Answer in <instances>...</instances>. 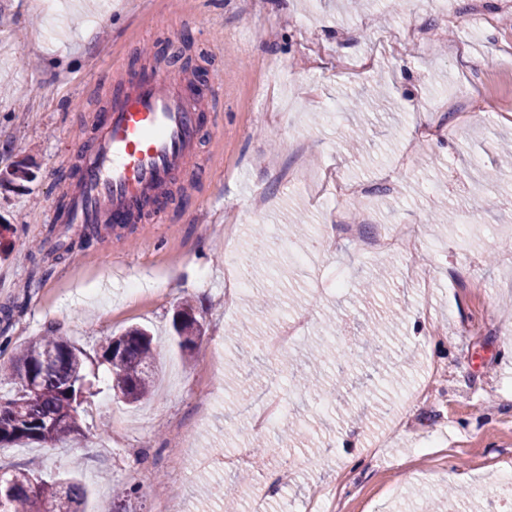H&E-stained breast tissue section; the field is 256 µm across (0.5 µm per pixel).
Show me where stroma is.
Here are the masks:
<instances>
[{
  "label": "stroma",
  "instance_id": "obj_1",
  "mask_svg": "<svg viewBox=\"0 0 512 512\" xmlns=\"http://www.w3.org/2000/svg\"><path fill=\"white\" fill-rule=\"evenodd\" d=\"M111 2L93 23L58 17L59 0H0V224L12 227L0 259V308L12 317L0 328L17 346L56 330L85 352L94 378L79 435L0 447V465L56 486L81 480L86 512H109L113 487L131 482L143 495L129 512L167 500L224 512L243 474L239 512L260 493L268 512H306L315 497L333 498L335 512H421L417 493L442 497L452 471L463 475L455 512H512L494 481L512 469V171L497 167L501 147H512V0ZM411 26L422 37L393 48ZM160 27L172 37L155 38ZM178 49L190 68L170 62ZM364 57L372 68L351 77L348 64ZM144 66L179 84L205 70L193 151L162 220L105 226L63 253L51 230L55 190L72 178L124 73ZM465 88L470 124L442 106ZM296 138L318 186L283 174L295 166ZM19 164L33 179L12 177ZM333 171L366 194L338 196ZM259 193L269 199L260 212L251 205ZM437 200L471 222L435 223ZM342 208L368 236L416 225L415 253L364 254L336 229ZM228 224L249 280L231 304ZM260 236L267 252L257 261ZM381 266L398 318L377 365L365 345L372 310L358 291ZM319 280L326 291L315 297ZM185 301L205 330L188 353L173 339ZM301 307L306 337L267 354V336ZM240 324L252 336L246 350L230 332ZM135 326L152 334L159 374L151 397L131 406L115 398L101 354L107 337ZM331 344L353 357L341 381L316 363ZM297 369L316 373L321 391L294 388ZM274 394L286 425L304 431L280 448L247 420V397ZM176 424L187 442L179 454Z\"/></svg>",
  "mask_w": 512,
  "mask_h": 512
}]
</instances>
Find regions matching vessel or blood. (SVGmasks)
I'll list each match as a JSON object with an SVG mask.
<instances>
[{
  "instance_id": "1",
  "label": "vessel or blood",
  "mask_w": 512,
  "mask_h": 512,
  "mask_svg": "<svg viewBox=\"0 0 512 512\" xmlns=\"http://www.w3.org/2000/svg\"><path fill=\"white\" fill-rule=\"evenodd\" d=\"M199 112L188 87L153 70L131 74L124 94L101 115L93 148L81 154L79 177L61 184L54 222L80 236L164 195L199 133Z\"/></svg>"
}]
</instances>
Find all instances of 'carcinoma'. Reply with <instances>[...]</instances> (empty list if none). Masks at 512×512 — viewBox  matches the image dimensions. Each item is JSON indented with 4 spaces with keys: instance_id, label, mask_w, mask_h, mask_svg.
I'll return each instance as SVG.
<instances>
[{
    "instance_id": "cac0c4a2",
    "label": "carcinoma",
    "mask_w": 512,
    "mask_h": 512,
    "mask_svg": "<svg viewBox=\"0 0 512 512\" xmlns=\"http://www.w3.org/2000/svg\"><path fill=\"white\" fill-rule=\"evenodd\" d=\"M181 320L173 323L178 345L190 350L202 338L193 307L182 303ZM126 344L121 363H112V344L101 358L111 365L112 389L133 404L151 394L155 380L151 338L139 328L123 334ZM0 371L18 384L15 394L0 402V447L18 442L54 445L80 433L79 409L90 393L83 352L53 329L16 349L8 367ZM140 494V486L125 485L112 501V512H127L125 501ZM83 486L67 479L65 493L45 485L30 472L0 470V512H39L49 500L53 512H79Z\"/></svg>"
}]
</instances>
